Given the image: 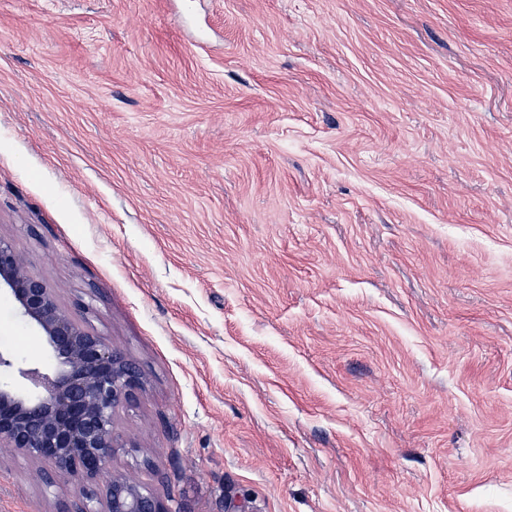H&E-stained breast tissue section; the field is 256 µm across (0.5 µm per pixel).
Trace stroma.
<instances>
[{"instance_id": "obj_1", "label": "stroma", "mask_w": 512, "mask_h": 512, "mask_svg": "<svg viewBox=\"0 0 512 512\" xmlns=\"http://www.w3.org/2000/svg\"><path fill=\"white\" fill-rule=\"evenodd\" d=\"M0 237L172 512H512V0H0Z\"/></svg>"}]
</instances>
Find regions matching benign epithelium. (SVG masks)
Masks as SVG:
<instances>
[{
    "instance_id": "benign-epithelium-1",
    "label": "benign epithelium",
    "mask_w": 512,
    "mask_h": 512,
    "mask_svg": "<svg viewBox=\"0 0 512 512\" xmlns=\"http://www.w3.org/2000/svg\"><path fill=\"white\" fill-rule=\"evenodd\" d=\"M47 351L46 364L0 347V447L42 465L55 483L106 479L101 512H170L153 490L112 474L114 415L140 388L136 367L59 302L0 237V293Z\"/></svg>"
}]
</instances>
